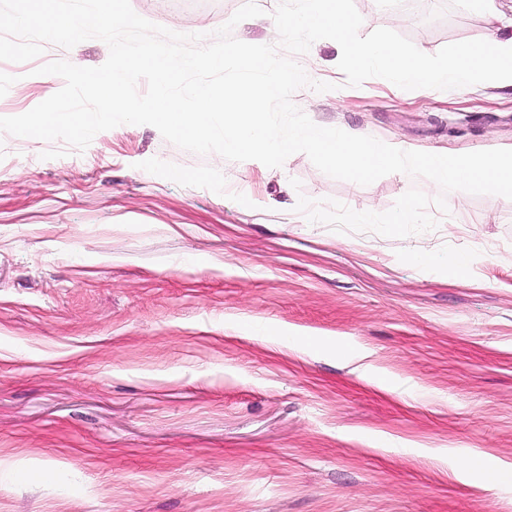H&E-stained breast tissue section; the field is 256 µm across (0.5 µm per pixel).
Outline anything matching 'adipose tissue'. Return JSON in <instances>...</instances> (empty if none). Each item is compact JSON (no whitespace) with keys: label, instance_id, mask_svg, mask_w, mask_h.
I'll list each match as a JSON object with an SVG mask.
<instances>
[{"label":"adipose tissue","instance_id":"1","mask_svg":"<svg viewBox=\"0 0 512 512\" xmlns=\"http://www.w3.org/2000/svg\"><path fill=\"white\" fill-rule=\"evenodd\" d=\"M353 19L345 0H298L289 26L301 30H328L343 46L350 65L381 67L385 77L397 84L431 83L467 88L482 81L512 87V35L492 32L483 41L456 47L447 62L429 65L422 55L408 56L392 42L361 43L351 37Z\"/></svg>","mask_w":512,"mask_h":512}]
</instances>
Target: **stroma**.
Segmentation results:
<instances>
[{"instance_id": "1", "label": "stroma", "mask_w": 512, "mask_h": 512, "mask_svg": "<svg viewBox=\"0 0 512 512\" xmlns=\"http://www.w3.org/2000/svg\"><path fill=\"white\" fill-rule=\"evenodd\" d=\"M244 0H131L147 20L210 33ZM235 38L277 44L278 0ZM356 41L441 64L512 20L467 0H347ZM98 39L0 61V117L102 65ZM299 63L322 127L423 152L512 149V88L397 86L335 41ZM49 143L0 133V512H512V200L454 191L437 229L338 233L299 196L383 212L430 182L360 186L306 154L269 168L200 156L150 125ZM301 189H294L292 180ZM471 255L462 276L448 257ZM424 253L430 265L412 263Z\"/></svg>"}]
</instances>
